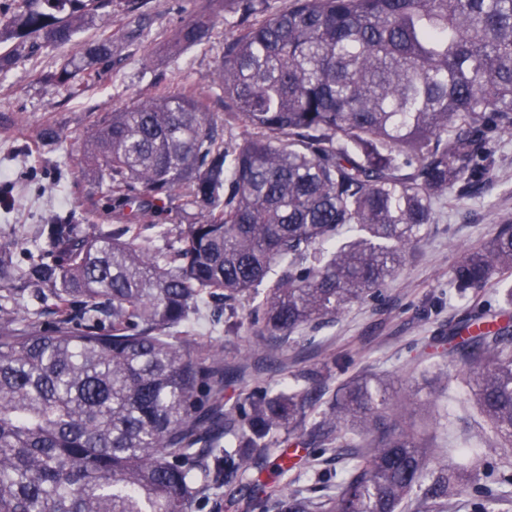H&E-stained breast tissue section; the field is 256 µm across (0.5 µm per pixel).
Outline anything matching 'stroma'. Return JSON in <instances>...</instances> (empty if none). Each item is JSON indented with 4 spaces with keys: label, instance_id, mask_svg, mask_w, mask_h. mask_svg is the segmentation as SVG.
Segmentation results:
<instances>
[{
    "label": "stroma",
    "instance_id": "35a3bbf8",
    "mask_svg": "<svg viewBox=\"0 0 512 512\" xmlns=\"http://www.w3.org/2000/svg\"><path fill=\"white\" fill-rule=\"evenodd\" d=\"M208 2L146 0L138 18L113 13L112 65L103 80L80 97L45 90L37 75L78 54L82 42L93 35L89 29L76 43L43 48L0 75V242L17 241L13 256L19 266L46 256L49 246L41 228L53 217H71L81 236L105 234L124 223V215L113 209L93 173L75 179L79 139L90 114L185 87L212 88L224 44L240 31L241 12L235 0H226L220 20L202 45L178 53L170 48L174 32ZM48 121L61 126L65 137L51 145L37 143V132ZM491 145L494 164L483 181L467 195H446L434 224L409 248L380 299L353 304L333 322L298 331L265 351L258 350V337L244 324L247 304H240V326L228 335L212 324L214 315L224 312L223 301L207 300L195 325L197 341L223 350L227 365L247 366L245 376L227 382L225 399L235 400L257 381L274 393L287 386L301 387V373L319 367L321 352L328 348L352 357L349 375L389 381L397 392H416L421 405L413 409L410 420L434 433L448 463L457 462L455 448L465 435L474 453L491 461L500 458L501 449L482 437L483 419L469 396L466 367L434 354L439 338L448 333L449 321L474 306L492 307L500 300L492 283L463 297L449 284V271L465 251L512 219V139L495 137Z\"/></svg>",
    "mask_w": 512,
    "mask_h": 512
}]
</instances>
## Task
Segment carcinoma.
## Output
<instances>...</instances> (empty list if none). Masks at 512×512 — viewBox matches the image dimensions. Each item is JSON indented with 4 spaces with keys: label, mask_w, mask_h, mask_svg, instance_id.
<instances>
[{
    "label": "carcinoma",
    "mask_w": 512,
    "mask_h": 512,
    "mask_svg": "<svg viewBox=\"0 0 512 512\" xmlns=\"http://www.w3.org/2000/svg\"><path fill=\"white\" fill-rule=\"evenodd\" d=\"M142 0H12L0 25V74L43 45L64 48L87 25ZM224 8L174 34L202 43ZM112 33L39 82L77 96L101 81ZM224 121L193 91L94 117L81 150L128 220L85 238L44 226L49 256L16 274L0 244V300L31 290L51 323H22L0 303V512H188L200 485L248 483L268 512L258 450L295 436L305 458L345 460L325 499L281 491L276 512H445L464 479L472 512L512 498L475 483L488 464L452 469L431 440L390 410L383 381L351 377L324 410L313 386L257 385L223 405L230 369L186 324L204 296L234 316L245 297L254 335L288 338L377 299L406 250L455 189L468 194L512 136V0H295L247 24L217 69ZM242 128L224 145V126ZM176 208L185 223L160 250L146 218ZM512 275V222L451 271L457 292ZM448 356L469 367L484 436L512 451V325L471 311L448 328ZM230 440L221 442L222 437Z\"/></svg>",
    "instance_id": "obj_1"
}]
</instances>
